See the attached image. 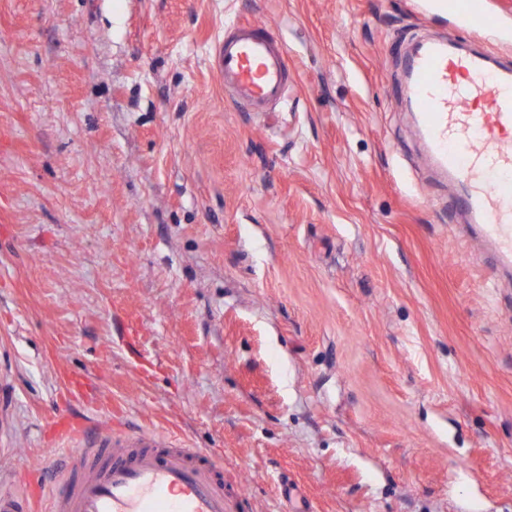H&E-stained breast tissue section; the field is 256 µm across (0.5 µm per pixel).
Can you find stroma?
Masks as SVG:
<instances>
[{
	"label": "stroma",
	"mask_w": 512,
	"mask_h": 512,
	"mask_svg": "<svg viewBox=\"0 0 512 512\" xmlns=\"http://www.w3.org/2000/svg\"><path fill=\"white\" fill-rule=\"evenodd\" d=\"M459 2L0 0V490L62 474L67 371L217 449L233 512H512V279L399 93L425 38L512 61V0ZM241 20L286 107L226 101ZM216 72L226 97L251 112H272L288 99V49L253 23L236 24L224 31L215 49Z\"/></svg>",
	"instance_id": "stroma-1"
}]
</instances>
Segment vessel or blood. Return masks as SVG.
I'll return each instance as SVG.
<instances>
[{
  "label": "vessel or blood",
  "instance_id": "1",
  "mask_svg": "<svg viewBox=\"0 0 512 512\" xmlns=\"http://www.w3.org/2000/svg\"><path fill=\"white\" fill-rule=\"evenodd\" d=\"M226 97L253 112L288 99L284 40L253 23L226 29L215 49ZM401 93L437 168L458 188L469 231L493 258L492 275L512 274V65L484 50L422 42L406 59ZM47 423L65 446V475L24 495L0 493V512H229L222 470L210 453L174 436L75 416L83 377L64 374Z\"/></svg>",
  "mask_w": 512,
  "mask_h": 512
}]
</instances>
